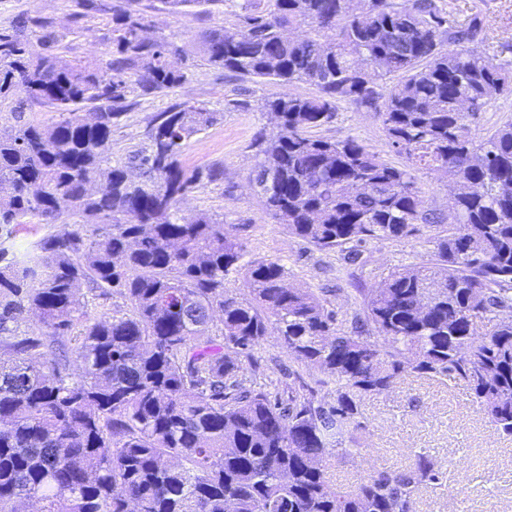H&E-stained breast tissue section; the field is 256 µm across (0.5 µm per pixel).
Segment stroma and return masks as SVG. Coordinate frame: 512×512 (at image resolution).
<instances>
[{"mask_svg":"<svg viewBox=\"0 0 512 512\" xmlns=\"http://www.w3.org/2000/svg\"><path fill=\"white\" fill-rule=\"evenodd\" d=\"M449 19L468 25L481 15L484 39L479 50L492 54L512 39V0H445ZM127 0H0V31L17 23L33 26L52 21L58 35L57 50L68 59L104 60L115 9ZM244 0H219L174 11L163 0H140L139 7L151 26L154 39L180 46L185 52L180 85L152 94L131 95V108L116 119L112 129L110 158L127 163L129 156L148 146L152 118L174 106L200 102L218 119L191 136L178 160L186 171L217 167L224 176L206 182L186 196L184 216L201 213L234 226L246 246V260L273 259L282 264L288 281L314 292L336 309L337 327L349 331L351 317L363 288L380 286L389 271L427 258L439 225H421L419 232L398 240L371 239L360 247L361 261H347L340 249H321L290 236L274 222L252 183L258 157L253 142L258 132L274 133L275 127L256 106L260 97L278 93L279 85L257 82L215 68L198 53L201 32L232 27ZM248 97L249 107L237 106ZM317 136L356 139L389 163L400 166L406 158L391 146L377 113L340 102L332 121L318 128ZM419 197L425 208L448 214L452 184L443 173H416ZM255 354L265 367L268 390L283 391L286 379L281 366L300 369L277 331L269 334ZM357 447L332 459L328 474L335 487L347 491L378 469L401 470L416 454L430 456L442 478L421 487L416 512H512V437L499 434L477 412L469 391L448 379L420 378L405 373L387 392L360 403Z\"/></svg>","mask_w":512,"mask_h":512,"instance_id":"obj_1","label":"stroma"}]
</instances>
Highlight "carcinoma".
<instances>
[{
    "label": "carcinoma",
    "instance_id": "carcinoma-1",
    "mask_svg": "<svg viewBox=\"0 0 512 512\" xmlns=\"http://www.w3.org/2000/svg\"><path fill=\"white\" fill-rule=\"evenodd\" d=\"M348 2L247 0L236 27L201 34L198 50L229 72L318 88L260 105L277 132L256 140L252 181L290 235L320 249L406 238L440 222L414 172L453 182L448 230L427 259L360 289L352 335L278 261L243 262L224 221L178 216L190 189L224 175L178 160L217 121L206 105L159 113L147 153L111 164L128 96L184 78L168 43L140 37L142 14L112 15L105 69L56 52L48 21L31 39L0 32V99L26 85L27 100L58 113L0 126V512L24 501L36 512H414L421 485L439 481L425 454L347 492L328 477L360 401L406 370L463 382L512 435V122L474 133L492 97L512 94V67L478 50L479 17L450 26L439 0ZM339 101L378 113L407 164L310 135ZM65 208L82 223L16 244L20 219L55 225ZM231 274L241 287H227ZM83 288L129 309L92 318ZM272 327L336 382L333 399L305 394L295 372L284 396L245 383L244 366L263 374L255 348Z\"/></svg>",
    "mask_w": 512,
    "mask_h": 512
}]
</instances>
